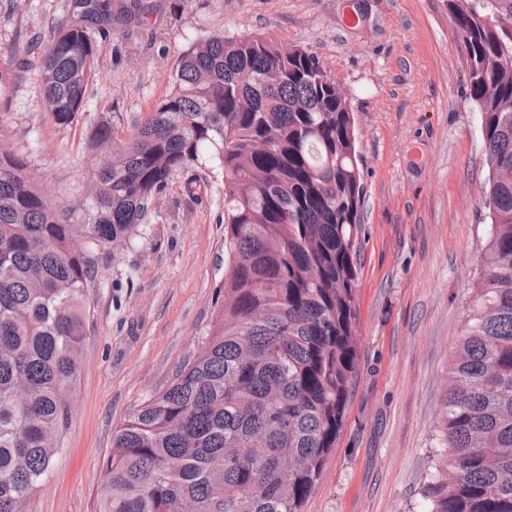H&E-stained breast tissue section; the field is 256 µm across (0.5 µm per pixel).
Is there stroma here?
Here are the masks:
<instances>
[{"instance_id": "obj_1", "label": "stroma", "mask_w": 512, "mask_h": 512, "mask_svg": "<svg viewBox=\"0 0 512 512\" xmlns=\"http://www.w3.org/2000/svg\"><path fill=\"white\" fill-rule=\"evenodd\" d=\"M114 23L74 125L45 112L34 69L14 70L0 132L57 202L86 200L94 172L169 90L179 55L221 33L314 51L346 93L364 185L356 240V372L342 429L304 512H426L448 364L485 241L479 114L448 0H145ZM73 0H0V57L46 41ZM112 136L97 141L100 126ZM200 199L174 176L131 245L102 251L52 470L28 512H95L114 430L197 352L224 275V183Z\"/></svg>"}]
</instances>
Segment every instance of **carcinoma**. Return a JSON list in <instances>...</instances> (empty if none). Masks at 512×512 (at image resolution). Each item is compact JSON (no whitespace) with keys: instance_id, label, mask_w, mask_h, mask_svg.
<instances>
[{"instance_id":"obj_1","label":"carcinoma","mask_w":512,"mask_h":512,"mask_svg":"<svg viewBox=\"0 0 512 512\" xmlns=\"http://www.w3.org/2000/svg\"><path fill=\"white\" fill-rule=\"evenodd\" d=\"M473 70L488 240L448 367L424 484L430 512H512V0H448ZM141 0H75L42 51L55 124L84 110L94 35ZM16 48L0 60L14 92ZM171 90L97 173L84 214L42 202L30 160L0 146V512H27L71 414L96 253L138 234L173 176L224 178V278L198 352L112 437L96 512H302L336 447L356 371L354 264L364 185L346 95L313 51L261 35L185 50Z\"/></svg>"}]
</instances>
